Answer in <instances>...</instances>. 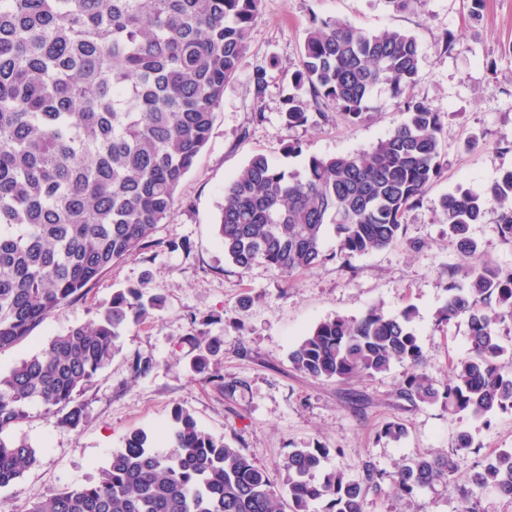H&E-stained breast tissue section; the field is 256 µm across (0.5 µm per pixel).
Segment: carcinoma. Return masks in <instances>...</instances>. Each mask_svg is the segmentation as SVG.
<instances>
[{
	"label": "carcinoma",
	"instance_id": "cac0c4a2",
	"mask_svg": "<svg viewBox=\"0 0 512 512\" xmlns=\"http://www.w3.org/2000/svg\"><path fill=\"white\" fill-rule=\"evenodd\" d=\"M261 0H0V350L17 345L90 283L149 242L172 214L177 189L209 143L248 48ZM416 38L401 29L370 32L338 17L314 16L299 68L282 98L285 124L324 119L330 104L353 122L385 84L400 97L418 75ZM406 120L369 150L311 156L287 171L258 153L224 185L217 237L242 270L263 262L290 277L332 257L391 246L404 213L442 171L441 120L423 102L404 101ZM457 250L477 246L469 227L489 210L512 241V170L483 194L439 202ZM333 233L336 246L325 250ZM467 287L448 288L450 318L468 325L467 354L439 390L422 372L412 310L372 306L358 317L317 324L292 350L294 369L312 380L371 378L395 364L406 372L399 395L442 401L482 417L512 410V377L495 325L512 320V273L477 259ZM161 307L140 288L113 294L97 321L57 335L0 373V490L36 461L8 431L35 404L77 428V396L94 385L132 322ZM208 343L193 370L208 372ZM163 456L137 429L87 486L50 491L27 512H365L371 489L388 480L397 497L445 480L447 457H417L392 472L364 467L360 481L326 472L328 448H295L282 487L224 437L179 409ZM512 450L475 471L471 483L512 499Z\"/></svg>",
	"mask_w": 512,
	"mask_h": 512
}]
</instances>
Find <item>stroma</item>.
I'll use <instances>...</instances> for the list:
<instances>
[{
  "label": "stroma",
  "instance_id": "stroma-1",
  "mask_svg": "<svg viewBox=\"0 0 512 512\" xmlns=\"http://www.w3.org/2000/svg\"><path fill=\"white\" fill-rule=\"evenodd\" d=\"M470 5L413 0L409 9L396 11L385 0H262L249 49L224 87L209 143L180 184L171 218L159 225L149 247L105 272L22 343L0 351V371L9 370L51 337L96 321L123 288L142 283L148 295L164 301L125 330L100 380L79 395L87 417L78 428L35 405L12 429V437L36 448L37 461L0 491V512H27L48 490L92 482L132 430L146 431L160 453H169L165 434L178 407L240 448L277 486L283 461L295 448H329L326 469L352 481L362 479L368 464L390 472L418 456L449 455L455 464L450 479L419 491L408 506L383 485L368 495L366 512H512V500L492 487L464 495L476 465L512 450V410L462 416L438 402L403 399L398 387L404 368L398 364L373 378L338 383L306 378L289 359L319 322L358 316L374 305L388 314L413 308L412 326L436 387L447 384L452 361L467 353V325L447 318L446 307L448 288L463 284L469 259L451 244L438 201L457 191L482 192L512 169V0H484L477 16ZM314 14L416 37L421 66L406 97L440 113L443 170L422 202L404 214L402 232L388 248L329 259L289 278L263 263L244 271L225 258L216 224L225 182L253 154L297 170L310 155L370 149L406 118L403 99L382 85L357 123L331 108L318 124L285 126L282 92ZM259 66L267 70L261 94L253 83ZM291 142L300 144L301 154H286ZM470 235L478 255L512 272V241L501 236L495 212L471 225ZM183 240L190 251L171 250L172 242ZM202 336L220 341L210 368L232 392L191 370ZM138 355L150 358L153 368L136 378L129 362ZM393 423L405 428L400 439L384 434ZM462 430L472 437L466 451L456 448Z\"/></svg>",
  "mask_w": 512,
  "mask_h": 512
}]
</instances>
